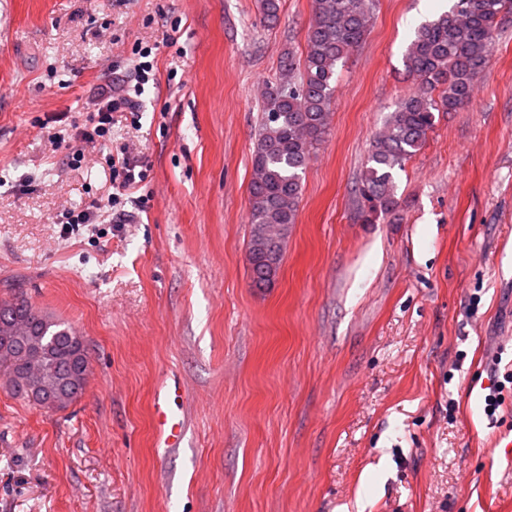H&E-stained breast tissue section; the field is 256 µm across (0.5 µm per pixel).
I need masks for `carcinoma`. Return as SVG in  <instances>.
<instances>
[{"label":"carcinoma","mask_w":512,"mask_h":512,"mask_svg":"<svg viewBox=\"0 0 512 512\" xmlns=\"http://www.w3.org/2000/svg\"><path fill=\"white\" fill-rule=\"evenodd\" d=\"M374 7L375 0H312L303 60L290 53L282 57L279 79L262 94L248 198L247 261L254 288L275 284L288 230L298 216L300 173L329 131L337 66L364 40ZM511 14L512 0H455L451 12L416 29L404 53L415 87L374 137L355 189L362 223L375 224L397 212L395 171L426 144L436 114L470 102L491 54L494 31ZM17 316L27 319L30 335L40 339L49 371L66 374L77 367L84 340L71 326L20 294L1 297L0 324ZM27 369L28 358L20 356L0 366V378L16 398L28 402Z\"/></svg>","instance_id":"cac0c4a2"}]
</instances>
